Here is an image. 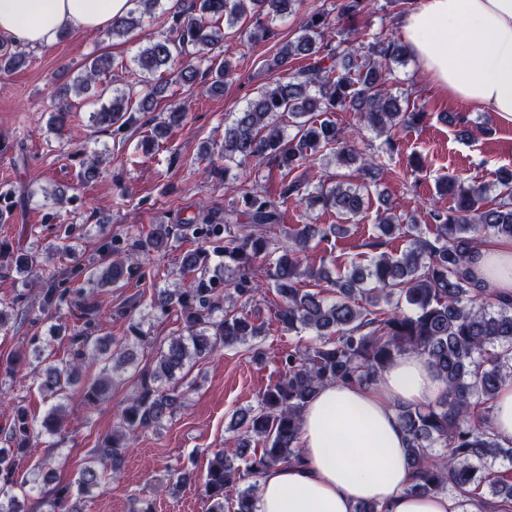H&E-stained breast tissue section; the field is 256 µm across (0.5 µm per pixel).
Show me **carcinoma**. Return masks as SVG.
<instances>
[{
    "mask_svg": "<svg viewBox=\"0 0 512 512\" xmlns=\"http://www.w3.org/2000/svg\"><path fill=\"white\" fill-rule=\"evenodd\" d=\"M126 14L112 20L108 35L124 38L154 17L162 0H128ZM305 0H190L174 12L159 38L139 48L134 58L141 79L105 81L115 61L105 55L92 59L73 86L56 91V131L73 106L70 94L99 85L107 102L89 115L91 125L113 136L123 134L134 112H151L167 84L155 81L166 72L184 87L215 96L236 68L233 54L210 55L224 41V28L237 29L238 39L256 43L271 38V25L298 18L297 36L266 60L270 70L288 71L293 59L305 64L260 89L246 106L224 120V166H212L211 177H225L229 165L243 166L266 159L277 171L280 191L274 196L248 173L238 201L224 214L208 213L181 224H157L137 238L133 251L92 268H75L64 278L46 282L39 303L40 321L60 317L64 310L80 312L83 324L68 337L69 352L47 362L41 337H32L34 359L20 352L0 357V370L12 382L32 380L51 405L38 421L19 403L10 406L0 429V512H24L18 494H27V481H18L17 460L30 448L61 431L67 389L83 372L96 366V377L84 387L85 404L95 406L121 376L134 369L136 389L127 398L112 433L103 437L78 471L77 491L53 483L55 460L48 453L37 466L35 480L50 489V512H83L80 502L108 476L120 473L134 434L159 426L183 406L180 387L187 368L209 357L219 346L247 345L253 357L263 352L256 340L263 325L237 308V301L264 298L256 268L266 266L268 286L278 295L274 317L290 333L308 331L313 337L281 360L279 376L258 396L257 405L237 415L241 431L239 460L214 451L203 477L208 512H255L257 478L280 464L300 459L301 414L317 390L329 383L373 384L378 374L402 354L425 355L443 390L436 402L400 406L397 416L407 436V457L413 479L412 495L479 494L485 512H512V446L504 447L491 428V412L502 385L512 380V296L479 287L469 269L472 255L489 240H512V171L497 180L498 201L484 204L486 189L448 176L439 188L448 195L446 209H427L428 232L408 213H398L387 201L375 211L380 235L366 240V264H355L336 278L307 263L311 241L330 242L338 224L302 223L283 243L271 227L284 223L288 200L308 209L319 208L346 224L365 218L369 187L376 184L383 157L358 146L363 130L388 136L399 127L416 126L426 113L410 96L392 93V64L407 60V48L393 33L354 45H336L325 31L336 20L353 22L372 10L373 0H336L334 7L302 10ZM24 62V53L0 40V72ZM339 111L358 116L359 125L341 126ZM329 152L351 174L336 175L315 187L301 173L317 154ZM13 191L0 187V223L12 217ZM408 239L400 253L386 250L390 240ZM194 245L183 257V270L193 274L177 288H156L149 299L152 312L165 317L179 312L178 333L159 342L151 363L141 367L134 350L149 346L152 337L135 319L136 301L123 315L127 333L116 338L100 334L99 304L92 292L73 287L82 276L103 286L133 277L146 278L138 256L162 253L175 242ZM224 259V291L215 288L210 252ZM43 270L41 253L16 250L0 243V273L23 276V288L9 305L0 304V332L8 333L18 317L29 315V280ZM48 443V442H46ZM55 449V443H48ZM186 466L171 468L159 489L173 495L190 480Z\"/></svg>",
    "mask_w": 512,
    "mask_h": 512,
    "instance_id": "1",
    "label": "carcinoma"
}]
</instances>
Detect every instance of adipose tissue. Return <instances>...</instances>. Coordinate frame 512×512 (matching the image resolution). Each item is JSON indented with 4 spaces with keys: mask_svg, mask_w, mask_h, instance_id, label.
Returning <instances> with one entry per match:
<instances>
[{
    "mask_svg": "<svg viewBox=\"0 0 512 512\" xmlns=\"http://www.w3.org/2000/svg\"><path fill=\"white\" fill-rule=\"evenodd\" d=\"M128 0H0V36L24 48L53 45L65 29L102 31ZM418 69L449 98L512 123V0H417L400 19ZM473 270L483 286L512 293V240L481 246ZM442 385L426 356L408 352L369 386L329 384L308 404L301 459L267 471L256 512H475L466 498L412 496L406 435L397 406L434 401Z\"/></svg>",
    "mask_w": 512,
    "mask_h": 512,
    "instance_id": "adipose-tissue-1",
    "label": "adipose tissue"
}]
</instances>
